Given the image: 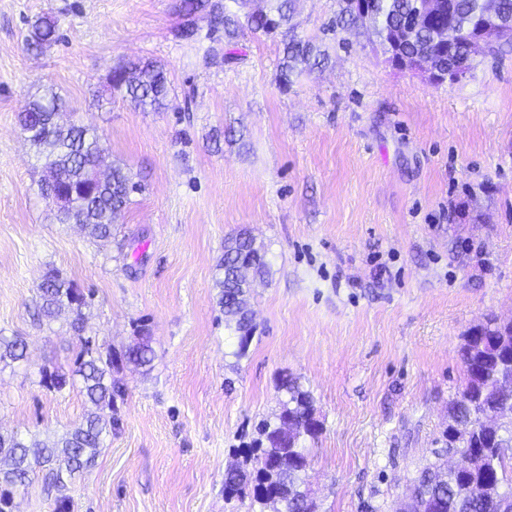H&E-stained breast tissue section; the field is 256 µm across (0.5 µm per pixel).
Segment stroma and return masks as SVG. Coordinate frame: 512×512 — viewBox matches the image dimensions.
Instances as JSON below:
<instances>
[{
	"label": "stroma",
	"instance_id": "stroma-1",
	"mask_svg": "<svg viewBox=\"0 0 512 512\" xmlns=\"http://www.w3.org/2000/svg\"><path fill=\"white\" fill-rule=\"evenodd\" d=\"M179 4L0 0V334L29 359L0 369V432L51 441L91 409L79 388L39 384L80 350L69 314L33 318L53 267L89 302L84 335L121 351L146 334L154 350L147 371L114 370L124 394L73 512H252L225 499L224 472L279 412L286 376L323 426L304 475L315 512H395L464 386L466 335L512 318V46L437 86L393 68L345 0H295L293 32H243L208 65L207 36L177 35ZM41 14L60 38L36 54L24 37ZM293 37L314 58L286 80ZM137 58L166 70L167 110L112 96L113 68ZM48 86L146 186L112 241L56 223L40 194L17 116ZM242 229L268 273L241 356L215 279Z\"/></svg>",
	"mask_w": 512,
	"mask_h": 512
}]
</instances>
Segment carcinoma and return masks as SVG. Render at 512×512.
Wrapping results in <instances>:
<instances>
[{"label":"carcinoma","mask_w":512,"mask_h":512,"mask_svg":"<svg viewBox=\"0 0 512 512\" xmlns=\"http://www.w3.org/2000/svg\"><path fill=\"white\" fill-rule=\"evenodd\" d=\"M252 0H240L242 9L224 10L221 0H181L184 23L178 36L195 41L200 35L198 21L209 23L208 36L217 33L223 42H231L245 29L273 33L287 24L294 11L293 0H268L269 6L248 12L243 7ZM416 0H378L377 24L384 28L399 23L414 8ZM483 0H455V10L427 27L417 35L414 49L431 55L435 61L448 65V49L436 39L435 27L454 23L448 36H456L462 45L461 29L478 27ZM56 21L47 16L34 20L25 37L27 50L40 52L57 41ZM309 44L292 39L286 47L282 76L290 82V62L308 58ZM112 92L130 99L137 107L160 112L167 108L169 94L165 69L153 61L130 62L115 69L110 80ZM66 112L61 96L51 88L33 97L25 112L19 114V125L26 139L36 148L43 161L46 176L41 192L51 187L59 194L74 198L75 204L58 208L56 221L75 224L90 237L107 240L112 237L114 224L131 202L133 194L142 191V185L133 181L126 167L114 164L105 177L97 178L96 166L104 148L96 135L74 122H65L60 115ZM246 265L257 275L267 273L265 251L256 245L246 232H239L224 241V256L218 265V305L228 324L238 334L239 350L243 353L252 337L254 326L249 316L247 294L249 282L240 273ZM86 298L74 284L56 270L49 271L38 287L37 316L54 320L64 311L72 315L71 327L80 333L84 329ZM81 349L76 354L71 376L58 368L45 365L40 368V384L60 391L67 380L79 382L81 389L95 410L88 413L78 427L57 440L47 443L26 439L18 434L0 433V456L9 461L7 469L0 468V512H13V494L28 486L37 472L47 469L46 485L56 491L54 512H71L72 498L68 485L90 468L104 447L105 438L112 430V416L105 411L114 409V400L121 395V387L112 379V370L122 364L145 368L151 365L154 351L149 337L126 350L101 351L88 338H80ZM26 358V343L19 336H0V364L20 363ZM466 376L465 385L451 401L448 414L466 424L472 417V405L495 408L512 405V391L501 383V376L512 372V322L498 323L491 318L486 324L472 329L462 349ZM281 389L288 399L282 403L279 414L264 420L258 427V437L248 448L239 449L246 468H237L224 475V498H250L261 507L266 506L265 494L281 496L278 512H315V504L303 488L302 475L309 466L307 443L318 438L323 427L315 417L311 393L291 378L282 380ZM512 442V412L497 423L496 429L473 435L462 443L486 454L485 469L472 472L454 471L437 460L420 470L416 480L445 503L444 512H501L498 501L484 497L477 491L459 500L458 491L464 486L481 487L486 480L499 484L507 501L512 496V455L498 453V443Z\"/></svg>","instance_id":"1"}]
</instances>
